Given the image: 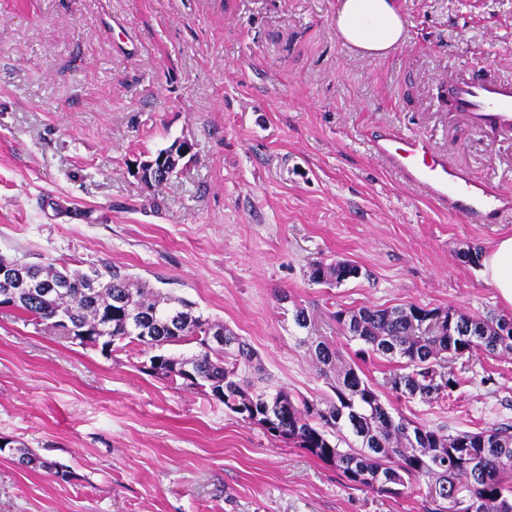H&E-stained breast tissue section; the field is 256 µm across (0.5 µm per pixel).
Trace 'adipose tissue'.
Listing matches in <instances>:
<instances>
[{
    "label": "adipose tissue",
    "instance_id": "adipose-tissue-1",
    "mask_svg": "<svg viewBox=\"0 0 512 512\" xmlns=\"http://www.w3.org/2000/svg\"><path fill=\"white\" fill-rule=\"evenodd\" d=\"M405 21L396 0H341L336 31L364 57H384L403 41ZM482 276L512 309V235L499 239L482 260Z\"/></svg>",
    "mask_w": 512,
    "mask_h": 512
}]
</instances>
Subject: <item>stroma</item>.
I'll use <instances>...</instances> for the list:
<instances>
[{
  "mask_svg": "<svg viewBox=\"0 0 512 512\" xmlns=\"http://www.w3.org/2000/svg\"><path fill=\"white\" fill-rule=\"evenodd\" d=\"M340 0H0V255L103 278L120 273L195 302L255 348L272 386L328 387L296 338L330 315L414 303L504 315L467 261L512 234L448 215L370 156L371 135L426 139L512 192V133L449 112L451 78H512V0H398L404 43L345 46ZM192 144L148 185L136 165ZM362 270L340 286L312 262ZM130 343L105 352L0 308V437L71 473L0 453V512H424L148 374ZM361 370L381 398L451 433L512 424V354L457 364L433 402L393 393V363ZM176 143H177V140L174 141L169 147L163 148V149H160L159 151H157V153L155 155L149 157V159H154L157 161L163 155H168L170 157L167 161V167H169V169L171 171L176 170L177 166L179 165V161L181 159L185 158L186 156H188L192 152V144L189 143L188 141L178 140L177 146H176ZM175 146H176L175 153L173 155H171L173 153V149ZM170 170L165 171L166 175H163V174L161 175V169L158 166V169L155 172V175L151 176V180H149V181L145 180V182L148 184H151V185H153V184L161 185L164 182H166L169 179V177L171 176Z\"/></svg>",
  "mask_w": 512,
  "mask_h": 512,
  "instance_id": "stroma-1",
  "label": "stroma"
}]
</instances>
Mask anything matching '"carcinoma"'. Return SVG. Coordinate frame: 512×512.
<instances>
[{
  "mask_svg": "<svg viewBox=\"0 0 512 512\" xmlns=\"http://www.w3.org/2000/svg\"><path fill=\"white\" fill-rule=\"evenodd\" d=\"M349 262H315L310 278L318 284L346 281ZM41 287L12 284L13 305L26 321L45 324L72 344L113 347L130 339L150 357L155 374L194 388L224 403L241 418L271 436L293 443L336 469L356 488L382 495L399 493L426 481L425 512H512V426L458 430L445 434L388 408L376 386L358 369L340 362L332 341L298 338L319 374L335 373L331 393L319 399L294 397L273 386L259 387L256 351L228 327L197 312L193 303L146 284L136 285L114 272L101 274L59 270L54 264H31ZM67 278L65 292L54 285ZM0 284V294L6 289ZM344 337L373 354L399 364L386 378L390 389L431 401L453 392V375L436 367L464 355L512 353V319L471 316L455 309L360 307L336 312ZM224 336L215 346L209 336ZM193 343L186 356L161 353L166 346Z\"/></svg>",
  "mask_w": 512,
  "mask_h": 512,
  "instance_id": "1",
  "label": "carcinoma"
}]
</instances>
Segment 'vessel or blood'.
Returning a JSON list of instances; mask_svg holds the SVG:
<instances>
[{"mask_svg": "<svg viewBox=\"0 0 512 512\" xmlns=\"http://www.w3.org/2000/svg\"><path fill=\"white\" fill-rule=\"evenodd\" d=\"M448 105L477 127L512 132V80L481 73L460 76L448 87ZM372 155L423 192L449 215L470 224H498L512 211V193L449 164L426 140L396 134L372 139Z\"/></svg>", "mask_w": 512, "mask_h": 512, "instance_id": "obj_1", "label": "vessel or blood"}]
</instances>
